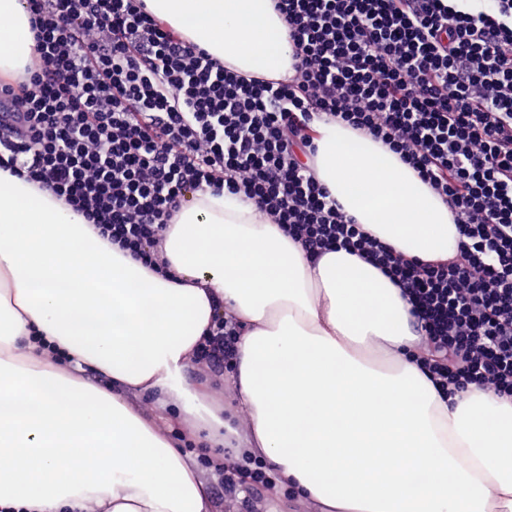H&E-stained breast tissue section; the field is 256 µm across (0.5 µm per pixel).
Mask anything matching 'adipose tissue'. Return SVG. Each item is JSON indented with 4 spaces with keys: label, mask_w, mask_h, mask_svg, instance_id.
<instances>
[{
    "label": "adipose tissue",
    "mask_w": 512,
    "mask_h": 512,
    "mask_svg": "<svg viewBox=\"0 0 512 512\" xmlns=\"http://www.w3.org/2000/svg\"><path fill=\"white\" fill-rule=\"evenodd\" d=\"M232 70L292 75L271 0H148ZM34 53L23 0H0V76ZM316 179L341 212L406 259L455 256L449 205L397 154L315 126ZM166 272L104 240L83 214L0 169V508L211 512L198 463L127 403H178L190 439L224 443V403L186 377L218 310L241 326L235 457L261 461L319 512H512V396H441L419 362L412 306L346 251L310 259L240 197L183 203Z\"/></svg>",
    "instance_id": "ef3b65f1"
}]
</instances>
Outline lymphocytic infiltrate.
<instances>
[{"label": "lymphocytic infiltrate", "mask_w": 512, "mask_h": 512, "mask_svg": "<svg viewBox=\"0 0 512 512\" xmlns=\"http://www.w3.org/2000/svg\"><path fill=\"white\" fill-rule=\"evenodd\" d=\"M34 55L0 83V168L154 270L188 195L253 200L309 257L343 249L413 305L436 387L512 394V0H273L294 74L247 77L146 0H27ZM381 141L448 202L457 255L406 260L347 218L308 164L316 122ZM215 318L194 362L223 374Z\"/></svg>", "instance_id": "f902f5d3"}]
</instances>
